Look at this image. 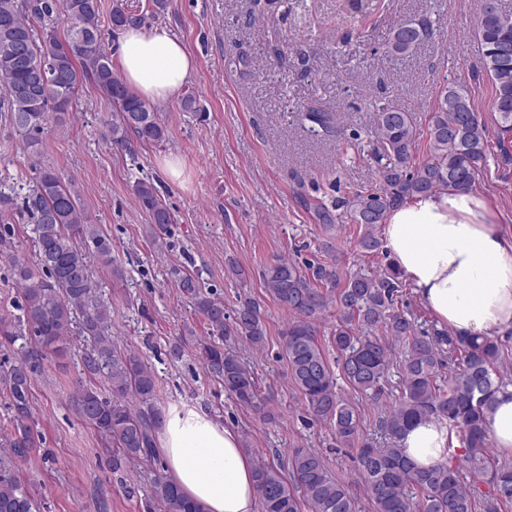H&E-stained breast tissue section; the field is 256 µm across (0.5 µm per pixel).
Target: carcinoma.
Instances as JSON below:
<instances>
[{"label":"carcinoma","mask_w":512,"mask_h":512,"mask_svg":"<svg viewBox=\"0 0 512 512\" xmlns=\"http://www.w3.org/2000/svg\"><path fill=\"white\" fill-rule=\"evenodd\" d=\"M123 0L110 13L113 28L138 23ZM66 32L59 33V25ZM430 36L423 22L404 21L391 31L388 51L396 56L412 52ZM474 37L481 45L480 72L492 85V108L497 113L499 144L509 153L512 138V57L499 47L512 43V13L481 0ZM93 85L112 101V116L104 127L112 146L128 149L130 137L162 143L168 128L155 107L132 91L114 70L102 42L99 0H0V89L7 111L20 132L44 130L51 119L68 114L79 88ZM467 85L448 83L432 109L426 134H421L411 111L383 106L376 113L377 137L387 163L379 171L382 189L359 191L343 201L345 215L363 228L359 246L366 254L379 252L375 234L393 205L416 195L471 190L486 167L488 135ZM426 158L412 166L421 139ZM139 206L151 220L149 235L159 237L175 222L174 214L158 197L154 184L140 179L134 186ZM24 211L35 224L38 262L45 276L34 274L13 259L21 285L22 316L0 327V344L34 337L40 351L63 355V337L77 335L90 342L82 365L89 376L102 377L110 396L97 385L79 380L70 394L82 421L92 426L112 452V470L126 463L156 458L155 433L161 414L155 407L159 381L136 354L121 349L112 338L108 303L99 296L87 255L77 239L89 238L100 258L112 262V246L79 203L78 195L49 168L36 170L24 197ZM181 293L209 326L211 338L197 342L205 371L224 386L239 405L264 412L258 380L251 365L233 347L240 341L254 348L265 343L259 305L246 300L229 316L224 303L203 291L190 273L175 272ZM267 295L292 319L282 331L288 372L305 402L308 414L330 425L336 443L357 449L358 468L375 512H500L512 503V465L490 461L486 444L488 415L496 394L512 385L498 371L502 345L488 336L465 339L445 329L418 328L411 312L399 307L403 288L400 273L389 264L377 273H355L342 279L336 267L310 263L302 268L277 258L263 272ZM336 306L338 319L331 337L336 365H331L318 340L316 322ZM402 344L401 395L379 420L383 445L365 438L357 409L336 393L337 375L355 389L380 396L393 359L385 337ZM34 351L0 372L10 396L15 432L11 452L0 457V512H41V504L25 488L16 460L37 447L30 418L31 373ZM448 368V384H437ZM435 417L459 438L470 463L469 477L451 461L427 469L414 467L405 457L400 438L417 421ZM289 477L272 464L255 462L254 478L261 512H357L348 488L336 480L320 454L296 448L288 459ZM490 475L488 490L480 489ZM149 501L163 512H205L185 497L165 470L150 472Z\"/></svg>","instance_id":"1"}]
</instances>
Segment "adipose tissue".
Returning <instances> with one entry per match:
<instances>
[{
	"mask_svg": "<svg viewBox=\"0 0 512 512\" xmlns=\"http://www.w3.org/2000/svg\"><path fill=\"white\" fill-rule=\"evenodd\" d=\"M119 62L127 85L151 101L178 99L195 69L184 45L159 28L123 29ZM488 214L474 192H448L408 199L383 226L395 268L438 326L458 337L512 330V235ZM489 429L496 448L512 456V386L498 393ZM400 445L412 463L428 468L446 457V430L428 417ZM160 447L170 480L205 512H258L254 462L234 428L201 408H173L163 416Z\"/></svg>",
	"mask_w": 512,
	"mask_h": 512,
	"instance_id": "adipose-tissue-1",
	"label": "adipose tissue"
}]
</instances>
